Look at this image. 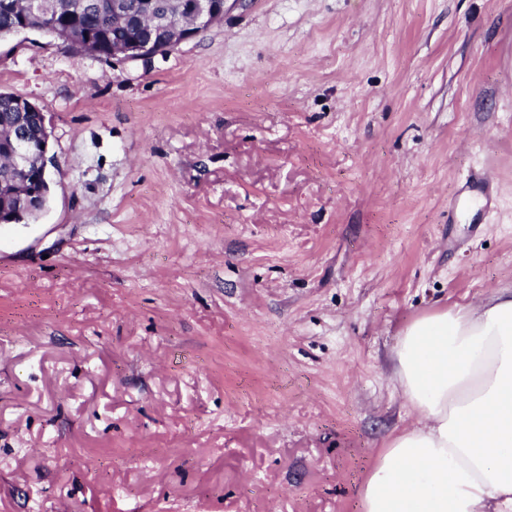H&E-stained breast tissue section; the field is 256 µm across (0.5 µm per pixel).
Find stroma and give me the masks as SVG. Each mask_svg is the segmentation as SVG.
<instances>
[{"mask_svg": "<svg viewBox=\"0 0 512 512\" xmlns=\"http://www.w3.org/2000/svg\"><path fill=\"white\" fill-rule=\"evenodd\" d=\"M0 92L60 166L0 227V512H360L402 330L512 289V0H227L146 61L28 31Z\"/></svg>", "mask_w": 512, "mask_h": 512, "instance_id": "stroma-1", "label": "stroma"}]
</instances>
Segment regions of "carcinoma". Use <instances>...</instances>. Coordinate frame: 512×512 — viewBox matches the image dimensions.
<instances>
[{
  "label": "carcinoma",
  "instance_id": "cac0c4a2",
  "mask_svg": "<svg viewBox=\"0 0 512 512\" xmlns=\"http://www.w3.org/2000/svg\"><path fill=\"white\" fill-rule=\"evenodd\" d=\"M18 12L6 14L0 10V35H6L25 22L37 31L53 35L67 43L75 50L81 49L86 43H92L97 56L106 60L112 58V45L124 42L139 35L136 26L112 25V18L103 13L96 20L90 19L82 9L83 0H56L59 14L38 15L26 10V0H16ZM20 96L0 92V126L4 130L17 122L20 108L17 101Z\"/></svg>",
  "mask_w": 512,
  "mask_h": 512
}]
</instances>
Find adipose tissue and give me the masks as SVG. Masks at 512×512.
<instances>
[{"label":"adipose tissue","mask_w":512,"mask_h":512,"mask_svg":"<svg viewBox=\"0 0 512 512\" xmlns=\"http://www.w3.org/2000/svg\"><path fill=\"white\" fill-rule=\"evenodd\" d=\"M393 358L418 424L378 455L361 512H512V289L414 319Z\"/></svg>","instance_id":"1"}]
</instances>
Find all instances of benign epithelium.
<instances>
[{"label":"benign epithelium","instance_id":"1","mask_svg":"<svg viewBox=\"0 0 512 512\" xmlns=\"http://www.w3.org/2000/svg\"><path fill=\"white\" fill-rule=\"evenodd\" d=\"M226 0H139L138 15L146 20L152 34L136 37L112 50V57L145 60L167 54L183 42L198 37L224 19ZM25 107L35 127L15 128L9 135L7 160L13 180L0 176V224H19L50 194V169L57 166L50 153L51 120L31 102Z\"/></svg>","mask_w":512,"mask_h":512}]
</instances>
